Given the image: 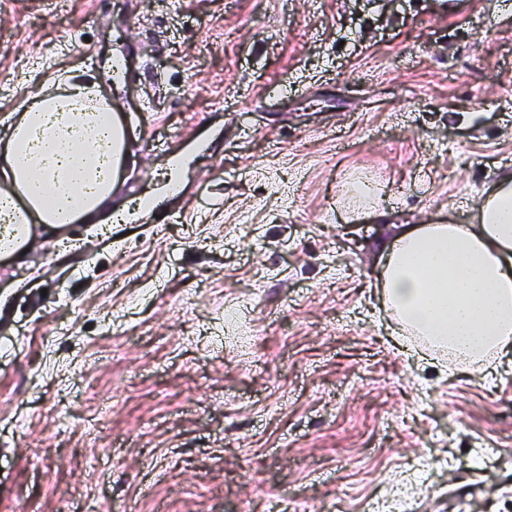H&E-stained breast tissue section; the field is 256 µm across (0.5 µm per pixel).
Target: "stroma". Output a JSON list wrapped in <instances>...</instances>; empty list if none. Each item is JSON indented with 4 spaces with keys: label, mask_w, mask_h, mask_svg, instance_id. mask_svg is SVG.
Returning <instances> with one entry per match:
<instances>
[{
    "label": "stroma",
    "mask_w": 512,
    "mask_h": 512,
    "mask_svg": "<svg viewBox=\"0 0 512 512\" xmlns=\"http://www.w3.org/2000/svg\"><path fill=\"white\" fill-rule=\"evenodd\" d=\"M77 63L129 158L0 257V512H512V362L432 364L376 288L512 171V0H0V116ZM361 181H357L351 185L346 193L347 206L353 213L374 209L377 205L376 192L367 182Z\"/></svg>",
    "instance_id": "35a3bbf8"
}]
</instances>
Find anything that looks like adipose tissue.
<instances>
[{
	"instance_id": "1",
	"label": "adipose tissue",
	"mask_w": 512,
	"mask_h": 512,
	"mask_svg": "<svg viewBox=\"0 0 512 512\" xmlns=\"http://www.w3.org/2000/svg\"><path fill=\"white\" fill-rule=\"evenodd\" d=\"M0 255L29 247L36 226L98 220L126 164V132L87 70L30 83L0 118ZM379 285L402 332L462 366L512 354V173L476 207L472 224L401 230L380 258Z\"/></svg>"
}]
</instances>
